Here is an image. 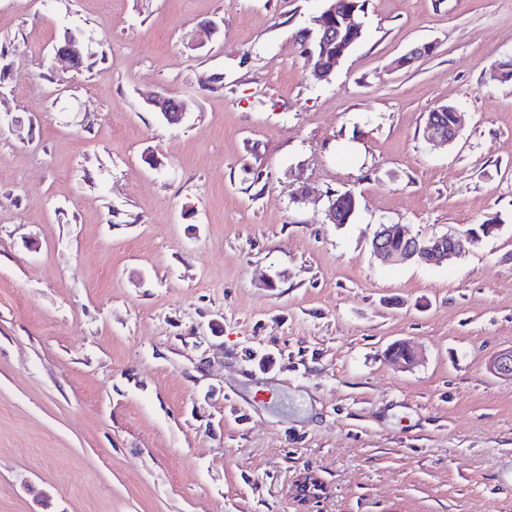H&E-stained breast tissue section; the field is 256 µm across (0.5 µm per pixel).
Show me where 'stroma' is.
Returning a JSON list of instances; mask_svg holds the SVG:
<instances>
[{"instance_id":"1","label":"stroma","mask_w":512,"mask_h":512,"mask_svg":"<svg viewBox=\"0 0 512 512\" xmlns=\"http://www.w3.org/2000/svg\"><path fill=\"white\" fill-rule=\"evenodd\" d=\"M324 5L0 0V512H512V0H365L318 80ZM491 218L452 264L371 254ZM325 8L320 16L313 19L314 26L310 30L303 29L298 34V40L301 45L309 42L312 46L317 41V33L319 31L323 38L330 37L331 33L336 29V53H330L323 48L315 50L308 48L306 51L307 62L312 67L313 75L318 79L328 77L338 67L344 57L352 49L356 34L363 35L362 26L357 21V7L350 6L351 4H342L341 0H324ZM336 18V28L333 26L332 21ZM339 28L345 30V37L339 41L341 32ZM362 35L357 40L355 45L360 41ZM56 59L64 63L67 68L76 69L82 64L80 43L72 36L67 35L63 42L55 47ZM147 104L169 124L181 123L187 114L183 101L164 94L148 96ZM438 112H445L442 120L444 124H447V121H450V116L452 118V121L448 123V129L442 127L441 125H438L433 117L437 115ZM431 118L426 123L425 120V126H424V137L429 143H436V144H452L456 138L458 137L460 130H461V115L458 112L456 108L451 109V112H448V110L444 108H437L435 109V112H432Z\"/></svg>"}]
</instances>
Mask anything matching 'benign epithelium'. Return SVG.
Masks as SVG:
<instances>
[{
	"instance_id": "1",
	"label": "benign epithelium",
	"mask_w": 512,
	"mask_h": 512,
	"mask_svg": "<svg viewBox=\"0 0 512 512\" xmlns=\"http://www.w3.org/2000/svg\"><path fill=\"white\" fill-rule=\"evenodd\" d=\"M312 30L320 32L322 37L331 33L342 37L336 41V52L307 49V62L312 67L313 75L318 79L328 77L338 67L352 49L355 35L362 34V26L357 21V7L342 3V0H325V8L320 16L313 19ZM56 59L70 69L82 64L80 43L68 35L55 47ZM147 104L169 124H179L186 115L183 101L164 94H152L147 97ZM452 121L448 127L438 125L429 119L424 126V137L430 143L452 144L461 130V115L457 109H451ZM500 229L498 224H484L473 230L460 231L443 236L416 237L406 234L401 224H381L376 230L371 249L374 257L386 265L404 264L413 260L422 262L439 260L452 262L469 251L478 241L493 236ZM398 240L401 245L394 248L390 241ZM490 370L499 375L512 377V348L499 353L490 365ZM320 484L312 475L299 480L297 493L304 501L319 497Z\"/></svg>"
}]
</instances>
